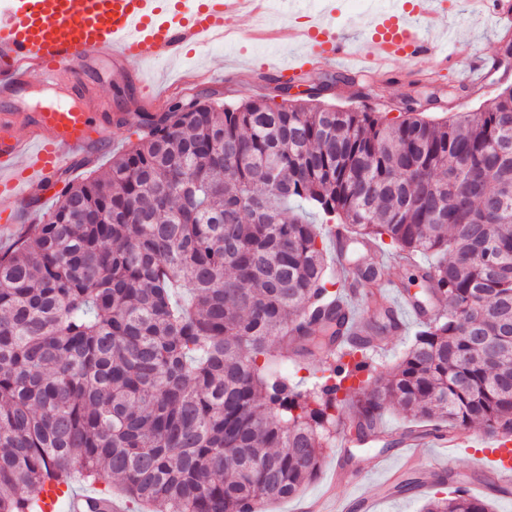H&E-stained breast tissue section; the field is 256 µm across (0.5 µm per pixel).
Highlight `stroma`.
<instances>
[{
	"label": "stroma",
	"mask_w": 512,
	"mask_h": 512,
	"mask_svg": "<svg viewBox=\"0 0 512 512\" xmlns=\"http://www.w3.org/2000/svg\"><path fill=\"white\" fill-rule=\"evenodd\" d=\"M416 4L417 0H288L276 15L262 19L244 17L230 23L224 40L191 49L178 59L139 64L138 69L155 95L166 100L197 92L211 94L213 100L227 104L268 98L272 95L276 73L265 65L267 34H279L277 59L283 62L303 52L298 41L288 38L289 28L305 22L307 17H318L334 25L352 51L358 52L371 37L375 7L388 5L407 17ZM446 8L442 20L461 50L447 70L431 78L404 75L397 79L377 71H356L352 74V85L338 87L330 97L331 103L394 116L411 91L424 94L437 91L443 95L440 111L448 116L464 107L473 109L483 105L500 88L512 86V69L498 63L499 47L503 42H512V29L501 30L484 21L473 11L469 0H446ZM197 71L206 73V80L194 82L193 74ZM452 84L465 86L466 96L448 97V87ZM107 134L108 145L84 155L82 163L69 168L68 178L81 179L93 171L108 168L113 155L138 139L129 127L113 123L109 124ZM383 452V447L376 444L351 449L350 465L340 471L336 468L337 448L327 449L318 476L306 482L295 497L274 503L272 512H298L303 502L321 497L331 486L343 497H353L364 490L376 493L374 512H421L427 500L442 494L444 487L436 482L426 488L412 486L415 470L404 466L396 456L391 464L399 469L403 486L399 489L385 486L382 474L374 467Z\"/></svg>",
	"instance_id": "obj_1"
}]
</instances>
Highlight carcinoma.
<instances>
[{
	"mask_svg": "<svg viewBox=\"0 0 512 512\" xmlns=\"http://www.w3.org/2000/svg\"><path fill=\"white\" fill-rule=\"evenodd\" d=\"M198 93L0 255V512L47 483L147 512H254L320 471L384 402L512 440V86L446 122ZM389 246L445 310L392 370L330 362L342 283L315 217ZM320 352V376L288 374ZM120 482L112 485V477ZM422 512H489L456 487Z\"/></svg>",
	"mask_w": 512,
	"mask_h": 512,
	"instance_id": "cac0c4a2",
	"label": "carcinoma"
}]
</instances>
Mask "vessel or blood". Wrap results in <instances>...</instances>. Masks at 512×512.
<instances>
[{"mask_svg":"<svg viewBox=\"0 0 512 512\" xmlns=\"http://www.w3.org/2000/svg\"><path fill=\"white\" fill-rule=\"evenodd\" d=\"M482 11L498 28H512V0H478ZM168 0H0V98L9 100L39 76L65 106L36 112L16 121L0 114V223H15L19 202L53 181L78 156L102 144L106 132L95 113L87 109L91 89L86 81L91 59L116 65L125 62L169 60L182 57L187 48L223 38L231 19L262 16L268 0H197L193 9L168 8ZM289 38L310 48L313 58L346 57L347 44L332 25L313 20L304 29L292 28ZM368 49L362 54L365 68L388 70L400 65L418 67L427 59L447 61L448 51L434 47L414 20L388 13L376 25ZM336 273L344 284L338 303L346 323L337 342L340 349L359 343L364 333L363 290L344 260ZM389 293V310L397 330L407 317L422 320L430 312ZM426 431L401 437L397 449L408 465L419 464L416 454ZM466 432L436 437L438 465L445 468L464 445ZM482 485L500 488L512 476V442L495 445L483 458ZM85 491L62 496L49 487L41 495L43 512H84Z\"/></svg>","mask_w":512,"mask_h":512,"instance_id":"obj_1","label":"vessel or blood"}]
</instances>
